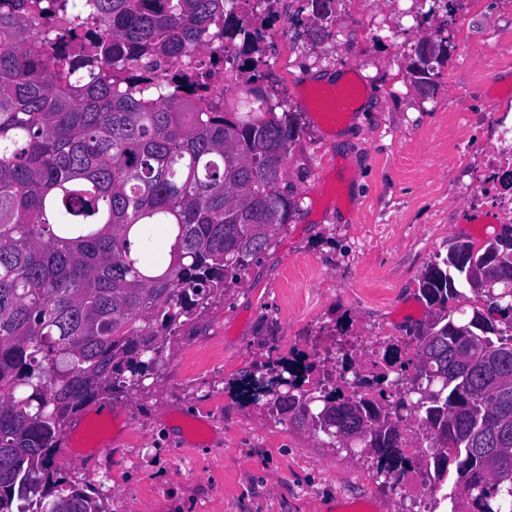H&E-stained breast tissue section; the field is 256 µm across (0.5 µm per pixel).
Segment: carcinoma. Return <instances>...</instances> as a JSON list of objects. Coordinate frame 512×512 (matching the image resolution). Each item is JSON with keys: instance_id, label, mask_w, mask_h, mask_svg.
<instances>
[{"instance_id": "cac0c4a2", "label": "carcinoma", "mask_w": 512, "mask_h": 512, "mask_svg": "<svg viewBox=\"0 0 512 512\" xmlns=\"http://www.w3.org/2000/svg\"><path fill=\"white\" fill-rule=\"evenodd\" d=\"M56 12L78 62L32 28ZM90 21L108 42L82 36ZM228 34L255 46L238 0H14L0 13V512H107L95 489L59 476L72 419L141 386L168 337L288 223L295 113L258 86L219 112L180 76L166 89L145 76ZM135 226L164 239L162 255L147 242L131 254ZM491 241L490 288L471 265L474 242L448 241L455 261L419 282L430 311L416 358L386 359L406 381L398 408L447 449L431 461L434 481L455 465L452 512H512V484L491 474L494 461L512 470V226ZM460 276L487 312L461 318ZM317 369L278 361L241 378L239 396L315 435L330 408L325 446L358 447L393 474L405 458L392 409L304 388Z\"/></svg>"}]
</instances>
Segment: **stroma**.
Listing matches in <instances>:
<instances>
[{"instance_id":"stroma-1","label":"stroma","mask_w":512,"mask_h":512,"mask_svg":"<svg viewBox=\"0 0 512 512\" xmlns=\"http://www.w3.org/2000/svg\"><path fill=\"white\" fill-rule=\"evenodd\" d=\"M416 0H335L327 24H307L286 65L267 78L299 115L283 185L296 209L272 246L173 336L142 387L105 399L111 450L59 454L63 476L96 488L109 512H331L367 499L411 512L373 462L326 447L243 403L234 384L273 360H314L313 337L354 344L413 335L428 307L419 280L454 237L501 231L468 203L478 154L498 143L492 118L512 88V0H464L456 24L444 0L421 23ZM501 36H491L488 19ZM487 43L493 66L464 58L460 34ZM449 49L428 84L409 65L422 40ZM360 85L369 111L329 126L302 104L322 76Z\"/></svg>"}]
</instances>
